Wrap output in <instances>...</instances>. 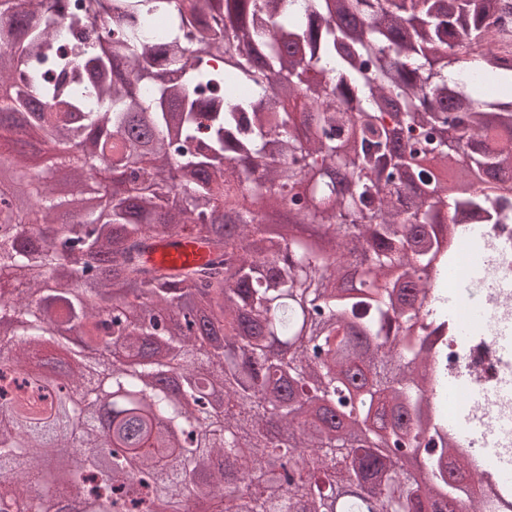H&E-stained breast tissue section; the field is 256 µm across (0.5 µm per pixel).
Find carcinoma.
<instances>
[{
    "label": "carcinoma",
    "mask_w": 512,
    "mask_h": 512,
    "mask_svg": "<svg viewBox=\"0 0 512 512\" xmlns=\"http://www.w3.org/2000/svg\"><path fill=\"white\" fill-rule=\"evenodd\" d=\"M505 0H0V476L29 512H448L439 230L512 221ZM165 19L161 28L146 21ZM297 112L280 102L284 90ZM59 145L47 175L21 146ZM164 158L170 167L150 165ZM108 208L44 227L70 205ZM288 210L286 234L269 212ZM186 232L214 259L145 261ZM123 359L104 371L98 353ZM233 406L209 415L201 381ZM423 451L424 477L406 460ZM27 470L12 472L17 456Z\"/></svg>",
    "instance_id": "cac0c4a2"
}]
</instances>
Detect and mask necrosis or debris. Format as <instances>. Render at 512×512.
<instances>
[{
  "label": "necrosis or debris",
  "mask_w": 512,
  "mask_h": 512,
  "mask_svg": "<svg viewBox=\"0 0 512 512\" xmlns=\"http://www.w3.org/2000/svg\"><path fill=\"white\" fill-rule=\"evenodd\" d=\"M453 235L458 271L470 265L486 268V320L478 322L469 336L451 333L445 338L449 375L466 377L470 389L488 398L476 412L481 432L458 442L473 471L484 478L496 468L495 459L481 451L484 433L495 434L500 454L512 456V393L501 390L512 382V351L497 339L494 329L495 322H512V224H458Z\"/></svg>",
  "instance_id": "obj_1"
}]
</instances>
